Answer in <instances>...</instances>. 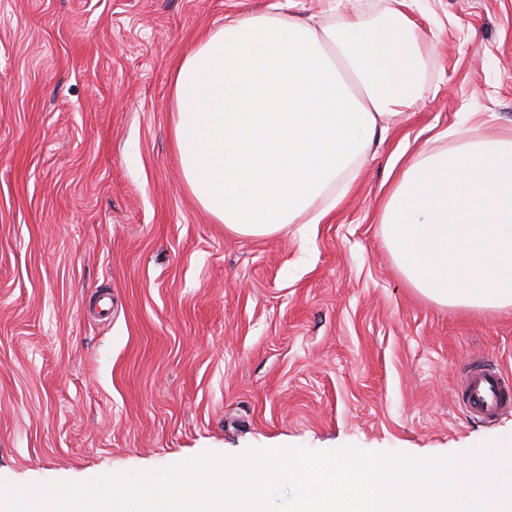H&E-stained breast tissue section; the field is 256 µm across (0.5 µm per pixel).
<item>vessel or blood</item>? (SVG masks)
<instances>
[{"label": "vessel or blood", "instance_id": "obj_1", "mask_svg": "<svg viewBox=\"0 0 512 512\" xmlns=\"http://www.w3.org/2000/svg\"><path fill=\"white\" fill-rule=\"evenodd\" d=\"M460 400L471 416L493 422L512 411V376L485 362L474 364L460 385Z\"/></svg>", "mask_w": 512, "mask_h": 512}]
</instances>
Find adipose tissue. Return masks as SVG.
<instances>
[{
    "mask_svg": "<svg viewBox=\"0 0 512 512\" xmlns=\"http://www.w3.org/2000/svg\"><path fill=\"white\" fill-rule=\"evenodd\" d=\"M423 92L414 25H340L258 13L210 30L173 84L185 183L228 232L318 224L366 153ZM383 242L407 283L441 306L512 307V137L470 126L458 147L411 161L389 191Z\"/></svg>",
    "mask_w": 512,
    "mask_h": 512,
    "instance_id": "1",
    "label": "adipose tissue"
}]
</instances>
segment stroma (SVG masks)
I'll return each mask as SVG.
<instances>
[{
    "label": "stroma",
    "instance_id": "35a3bbf8",
    "mask_svg": "<svg viewBox=\"0 0 512 512\" xmlns=\"http://www.w3.org/2000/svg\"><path fill=\"white\" fill-rule=\"evenodd\" d=\"M278 0H0V490L205 452L354 446L465 459L512 431L456 394L512 374V309L419 295L381 235L388 192L512 132V0H406L425 89L319 224L225 231L188 190L173 74Z\"/></svg>",
    "mask_w": 512,
    "mask_h": 512
}]
</instances>
